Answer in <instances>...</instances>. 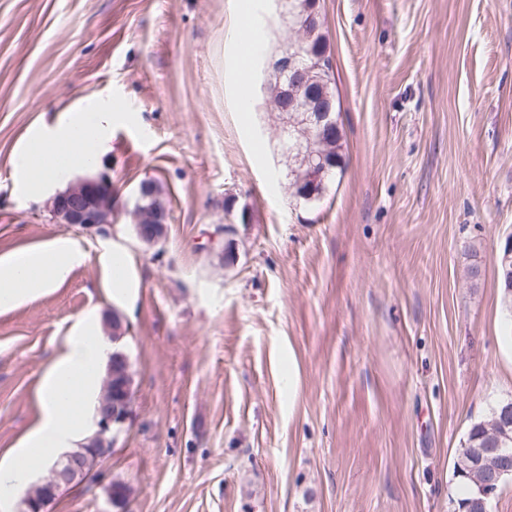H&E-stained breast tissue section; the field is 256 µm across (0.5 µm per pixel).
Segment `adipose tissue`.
Segmentation results:
<instances>
[{
    "label": "adipose tissue",
    "mask_w": 512,
    "mask_h": 512,
    "mask_svg": "<svg viewBox=\"0 0 512 512\" xmlns=\"http://www.w3.org/2000/svg\"><path fill=\"white\" fill-rule=\"evenodd\" d=\"M114 115L110 104L97 102L78 109L73 120L37 132L25 147L39 153L37 164L18 173L25 190L40 195L62 172L56 147H67L70 165L101 155L110 139ZM86 253L80 243L58 237L40 246L0 256V312L10 311L60 288L81 266ZM107 299L124 309L136 298L140 277L130 251L110 242L98 255ZM112 344L102 334L99 315L89 310L78 318L61 348L45 368L38 388L41 418L9 460H0V501L10 500L21 484L50 467L59 453L81 447L97 430L96 407Z\"/></svg>",
    "instance_id": "ef3b65f1"
}]
</instances>
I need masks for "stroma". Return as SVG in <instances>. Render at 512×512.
<instances>
[{
  "label": "stroma",
  "mask_w": 512,
  "mask_h": 512,
  "mask_svg": "<svg viewBox=\"0 0 512 512\" xmlns=\"http://www.w3.org/2000/svg\"><path fill=\"white\" fill-rule=\"evenodd\" d=\"M246 11L295 39L268 0H0V256L57 237L88 254L0 313V457L96 307L121 318L132 422L49 512H454L461 442L512 397L495 260L512 236V0H320L346 169L312 208L242 64ZM90 99L117 113L109 236L141 277L120 312L104 237L14 178L27 140ZM147 178L168 214L155 245L129 216Z\"/></svg>",
  "instance_id": "1"
}]
</instances>
